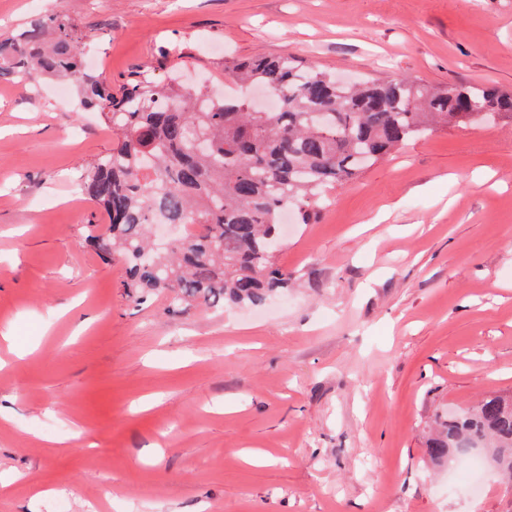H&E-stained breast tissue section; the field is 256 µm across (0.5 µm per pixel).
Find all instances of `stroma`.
I'll return each instance as SVG.
<instances>
[{"instance_id":"35a3bbf8","label":"stroma","mask_w":512,"mask_h":512,"mask_svg":"<svg viewBox=\"0 0 512 512\" xmlns=\"http://www.w3.org/2000/svg\"><path fill=\"white\" fill-rule=\"evenodd\" d=\"M84 65L222 94L292 52L351 77L512 90V0H0ZM116 137L0 81V512H512L429 461L436 414L512 393V124L442 127L332 189L259 308L135 299L79 183ZM25 356H16V348Z\"/></svg>"}]
</instances>
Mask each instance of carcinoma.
<instances>
[{
    "label": "carcinoma",
    "instance_id": "1",
    "mask_svg": "<svg viewBox=\"0 0 512 512\" xmlns=\"http://www.w3.org/2000/svg\"><path fill=\"white\" fill-rule=\"evenodd\" d=\"M83 35L60 14L31 19L0 39V80L31 87L52 77L78 87L84 106L118 133L82 190L104 213L95 244L124 257L135 293L168 291L176 307L252 306L288 287L275 266L280 217L309 224L326 189L342 185L438 125L512 122V91L413 79L354 85L290 53L226 67L239 86L277 93L271 112L242 97L212 98L135 73L119 89L83 69ZM191 226L176 242L150 245L155 218ZM484 450L512 488V397L442 416L427 450L435 462Z\"/></svg>",
    "mask_w": 512,
    "mask_h": 512
}]
</instances>
